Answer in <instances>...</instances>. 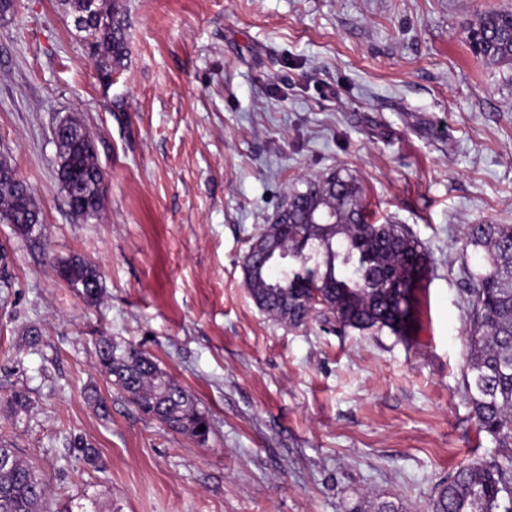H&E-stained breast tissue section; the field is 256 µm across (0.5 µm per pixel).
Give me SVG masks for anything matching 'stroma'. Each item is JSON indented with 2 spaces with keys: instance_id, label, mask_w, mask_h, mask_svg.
Wrapping results in <instances>:
<instances>
[{
  "instance_id": "1",
  "label": "stroma",
  "mask_w": 512,
  "mask_h": 512,
  "mask_svg": "<svg viewBox=\"0 0 512 512\" xmlns=\"http://www.w3.org/2000/svg\"><path fill=\"white\" fill-rule=\"evenodd\" d=\"M127 58L103 86L56 0L0 19V154L41 202L0 223V440L73 512H426L459 466L503 461L464 393L462 239L512 224V64L467 30L512 0H124ZM76 116L107 176L76 218L54 126ZM351 173L380 224L422 243L405 334L292 327L249 296L242 256L288 189ZM99 272L87 303L58 276ZM149 352L208 412L205 442L137 411L95 366ZM25 393L28 413L9 407ZM99 455L98 466L80 445ZM59 276L73 286L81 285L87 302L94 303L100 295L99 275L90 262L73 257L57 266ZM78 288V287H77ZM402 503L378 498L363 499L356 502L349 512H405Z\"/></svg>"
}]
</instances>
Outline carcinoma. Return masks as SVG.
<instances>
[{
    "instance_id": "cac0c4a2",
    "label": "carcinoma",
    "mask_w": 512,
    "mask_h": 512,
    "mask_svg": "<svg viewBox=\"0 0 512 512\" xmlns=\"http://www.w3.org/2000/svg\"><path fill=\"white\" fill-rule=\"evenodd\" d=\"M103 20L80 35L89 43V59L101 78L119 71L126 56L124 9L120 0H98ZM512 11L484 14L468 30L469 41L487 59L512 62ZM67 132L56 137L57 176L78 218H100L104 197L97 183L105 176L96 161L89 130L74 116ZM8 158L0 155V223L27 234L41 223L36 194L18 182ZM305 189H289L271 226L278 230V250L288 254V277L273 269L268 276L245 278L251 297L264 312L291 326L322 316L344 328L397 335L406 332L413 290L427 266L425 250L401 224H372L361 202L357 180L340 171L304 180ZM331 216L311 224L316 208ZM475 255L465 266L466 299L471 321L467 335L463 384L479 431L500 448L512 447V224H469L463 252ZM59 276L82 286L90 303L100 295L97 269L81 257L57 266ZM319 288L320 310L309 307L308 293ZM96 366L143 414L170 431L206 441L209 415L196 398L162 370L153 356L132 343L116 345L101 336L94 343ZM0 450L12 459L0 467V512H45L48 483L41 471L11 444ZM349 512H405L391 500L363 499ZM429 512H512V472L497 463L463 465L434 489Z\"/></svg>"
}]
</instances>
